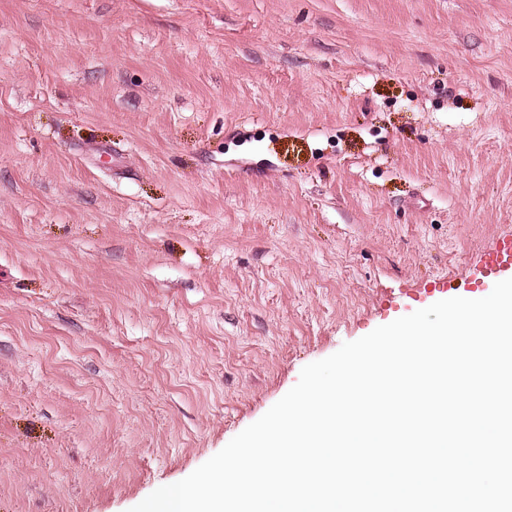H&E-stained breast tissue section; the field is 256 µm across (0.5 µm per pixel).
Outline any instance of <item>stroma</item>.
<instances>
[{"label": "stroma", "instance_id": "1", "mask_svg": "<svg viewBox=\"0 0 512 512\" xmlns=\"http://www.w3.org/2000/svg\"><path fill=\"white\" fill-rule=\"evenodd\" d=\"M512 233V0H0V512H129Z\"/></svg>", "mask_w": 512, "mask_h": 512}]
</instances>
